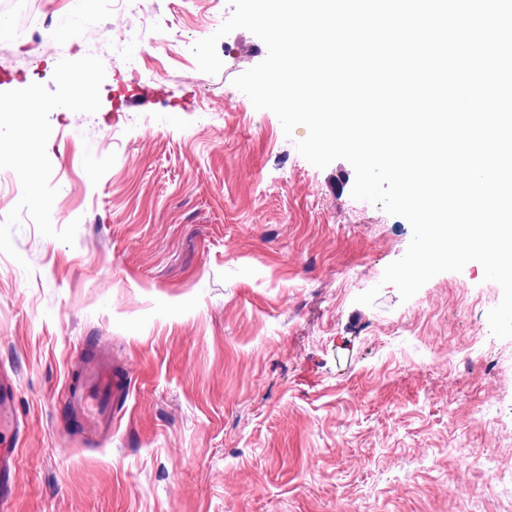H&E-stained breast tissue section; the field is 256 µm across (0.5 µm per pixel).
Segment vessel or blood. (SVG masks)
<instances>
[{
	"label": "vessel or blood",
	"instance_id": "obj_1",
	"mask_svg": "<svg viewBox=\"0 0 512 512\" xmlns=\"http://www.w3.org/2000/svg\"><path fill=\"white\" fill-rule=\"evenodd\" d=\"M126 370L112 366L109 360L97 357L88 362L80 382L67 391V402L73 415L90 435H107L112 431V411L120 404L128 385ZM14 385L11 378L0 373V501H7L13 492L16 469V445L22 427L12 411Z\"/></svg>",
	"mask_w": 512,
	"mask_h": 512
}]
</instances>
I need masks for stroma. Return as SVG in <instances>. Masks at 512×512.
Wrapping results in <instances>:
<instances>
[{"instance_id": "1", "label": "stroma", "mask_w": 512, "mask_h": 512, "mask_svg": "<svg viewBox=\"0 0 512 512\" xmlns=\"http://www.w3.org/2000/svg\"><path fill=\"white\" fill-rule=\"evenodd\" d=\"M175 43H132L127 67L82 0H0V91L52 86L60 60L102 59L82 126L53 110L55 228L30 218L0 253V370L24 429L0 512H512V339L480 264L401 301L381 285L410 224L352 198L353 167L320 169L235 77L265 44L238 29L218 74L191 46L227 0H139ZM144 85L149 111L129 108ZM373 306L355 298L373 286ZM129 374L110 436L85 435L66 393L87 348Z\"/></svg>"}]
</instances>
